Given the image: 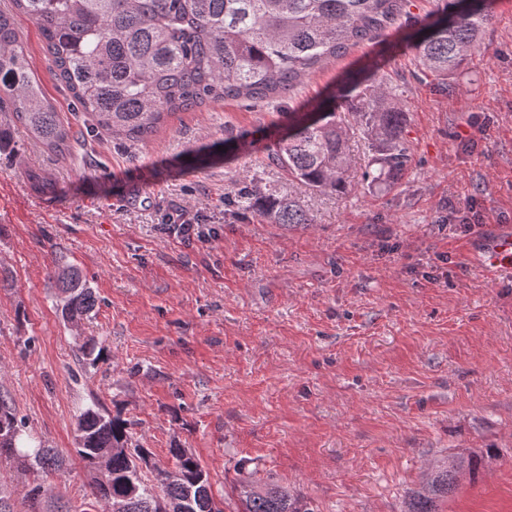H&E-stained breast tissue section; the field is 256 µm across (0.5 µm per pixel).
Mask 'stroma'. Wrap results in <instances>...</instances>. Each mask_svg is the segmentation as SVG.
I'll list each match as a JSON object with an SVG mask.
<instances>
[{
    "label": "stroma",
    "mask_w": 512,
    "mask_h": 512,
    "mask_svg": "<svg viewBox=\"0 0 512 512\" xmlns=\"http://www.w3.org/2000/svg\"><path fill=\"white\" fill-rule=\"evenodd\" d=\"M30 71L61 121L83 131L57 155L14 132L0 152V394L66 459L53 494L104 512L75 452L76 415L97 406L133 421L156 464L173 444L209 475L224 512L239 467L274 479L314 512H401L430 468L495 448L440 512H512V276L485 279L470 210L485 231L512 226V0H496L466 74L439 93L396 30L352 48L271 103L227 100L171 116L144 144L88 132L52 72L37 25L18 19ZM378 62L407 114L411 156L390 189L368 188V148L343 194L292 181L266 147L351 71ZM222 142L207 163L193 154ZM35 169L54 184L41 194ZM289 195L307 224H271L225 204L240 189ZM179 205L215 235L169 236ZM78 266L98 303L65 321L56 264ZM106 350L90 366L87 340Z\"/></svg>",
    "instance_id": "35a3bbf8"
}]
</instances>
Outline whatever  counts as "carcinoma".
Returning a JSON list of instances; mask_svg holds the SVG:
<instances>
[{
  "instance_id": "carcinoma-1",
  "label": "carcinoma",
  "mask_w": 512,
  "mask_h": 512,
  "mask_svg": "<svg viewBox=\"0 0 512 512\" xmlns=\"http://www.w3.org/2000/svg\"><path fill=\"white\" fill-rule=\"evenodd\" d=\"M0 10V112H9L37 143L56 154L71 152L74 135L31 75L16 17L41 30L57 78L92 128L120 145L146 142L178 111L226 99L250 103L280 100L301 80L348 51L411 19L408 0H11ZM490 0H474L457 14V0L415 20L424 36L406 35L435 88L448 90L480 49ZM351 114L368 141V186L390 187L410 164L403 137L406 113L388 89L374 82L348 83ZM289 176L319 192L351 186L348 132L334 110L310 120L288 113V136L268 146ZM272 224H309L299 201L254 193ZM56 298L63 318L78 322L95 307L81 271L57 265ZM131 422L87 408L77 415L76 452L92 475L95 497L106 512H224L208 473L186 449H169L172 472L160 469L150 449L135 439ZM494 449L457 454L436 464L403 512H438L462 475L476 478ZM24 472L63 469V458L26 435L15 408L0 395V459ZM238 512H308L278 484L234 486ZM29 512H70L48 501L35 480L26 494Z\"/></svg>"
}]
</instances>
